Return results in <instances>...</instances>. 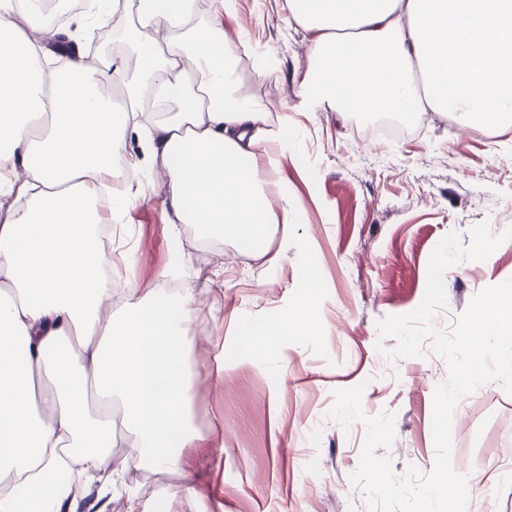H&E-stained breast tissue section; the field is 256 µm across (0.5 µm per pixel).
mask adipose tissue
<instances>
[{"label": "adipose tissue", "mask_w": 512, "mask_h": 512, "mask_svg": "<svg viewBox=\"0 0 512 512\" xmlns=\"http://www.w3.org/2000/svg\"><path fill=\"white\" fill-rule=\"evenodd\" d=\"M197 5L137 0L132 54L108 67L75 52L58 67L45 46L93 39L115 0H92L75 28L46 0H0V195L27 198L0 215V512H81L83 491L48 474L77 465L107 489L132 464L179 473L190 512H211L183 463L224 445L223 418L194 421L193 294L164 302L104 275L97 234L130 209L112 164L136 170L131 133L160 159L179 223L247 242L301 214L258 174L288 152L289 117L242 91L237 49ZM284 5L312 35L307 111L512 116V0Z\"/></svg>", "instance_id": "1"}]
</instances>
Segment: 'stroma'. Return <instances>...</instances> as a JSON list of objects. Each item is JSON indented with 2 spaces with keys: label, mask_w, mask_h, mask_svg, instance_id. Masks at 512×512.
Listing matches in <instances>:
<instances>
[{
  "label": "stroma",
  "mask_w": 512,
  "mask_h": 512,
  "mask_svg": "<svg viewBox=\"0 0 512 512\" xmlns=\"http://www.w3.org/2000/svg\"><path fill=\"white\" fill-rule=\"evenodd\" d=\"M235 18L220 17L229 41L246 24L251 50L271 66L256 78L242 58L237 74L255 98L290 107L293 148L275 182L304 205L287 232L270 226L243 246L216 231L181 225L164 209L160 161L145 159L128 189L137 199L130 221L112 227L119 258L131 262L140 287L158 289L171 248L186 259L205 331L191 346L198 360L196 422L207 428L224 412V445L193 448L187 465L199 488L224 512H368L350 476L365 437L363 423L342 428L329 419L337 390L363 386L366 415L395 417L384 449L395 475L435 465L433 394L445 361L388 359L396 341L380 320L411 313L422 302L432 251L447 234L469 244V230L488 222L512 227V127L463 125L433 112L403 120L405 137L355 135L359 113L299 111L302 80L312 65L309 35L288 25L283 0H237ZM512 278V240L483 262L465 260L444 276L447 299L434 324L451 330L472 298ZM304 308L305 321L276 348L259 344L273 323ZM224 348V385L214 387L209 358ZM480 468L467 477L469 512H512V394L494 380L461 398L452 417V458ZM223 474H215L216 460Z\"/></svg>",
  "instance_id": "1"
}]
</instances>
